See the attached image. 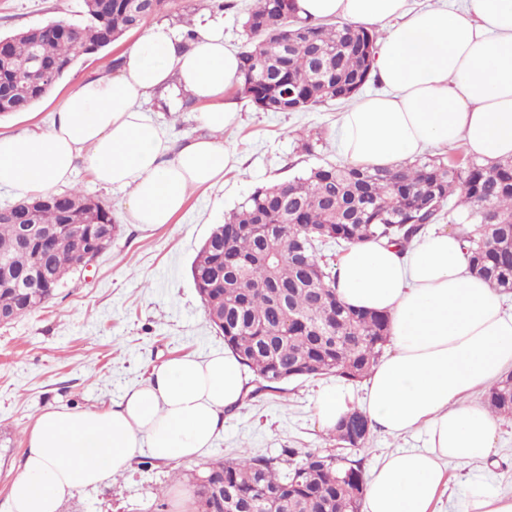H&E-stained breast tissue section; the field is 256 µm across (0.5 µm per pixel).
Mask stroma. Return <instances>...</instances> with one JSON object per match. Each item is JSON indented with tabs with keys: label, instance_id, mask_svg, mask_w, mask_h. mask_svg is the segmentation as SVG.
Instances as JSON below:
<instances>
[{
	"label": "stroma",
	"instance_id": "stroma-1",
	"mask_svg": "<svg viewBox=\"0 0 512 512\" xmlns=\"http://www.w3.org/2000/svg\"><path fill=\"white\" fill-rule=\"evenodd\" d=\"M233 9L211 8L208 0H168L157 20L174 28L208 19L222 23L224 40L241 49L238 24L249 0ZM82 0H0V35L50 21L80 19ZM139 37L120 41L77 61L53 91L30 111L0 117V135H17L50 122L63 100L87 78L112 73V62ZM240 127L223 137L241 160L223 184L193 189L172 223L147 227L127 223L125 194L92 182L77 171L72 185L109 205L120 227L111 246L90 268L74 274L44 308L0 325V502L20 473L28 427L48 408L103 410L119 402L153 366L186 354L206 357L224 351L211 327L190 275L196 251L214 225L256 187L283 181L324 162H342L338 120L345 107L325 105L308 112H260L237 100ZM144 110L173 137L199 134L196 109L171 112L152 95ZM321 134L315 155L300 149L298 135ZM333 376L284 384L282 391L243 400L224 416V429L202 459L163 464L141 455L132 469L96 491L80 492L65 512H174L178 498L194 506V479L208 463L247 450L266 456L285 448L332 449L336 443L315 417L320 389ZM419 434L373 430L365 448L351 457L370 467L398 448H418Z\"/></svg>",
	"mask_w": 512,
	"mask_h": 512
}]
</instances>
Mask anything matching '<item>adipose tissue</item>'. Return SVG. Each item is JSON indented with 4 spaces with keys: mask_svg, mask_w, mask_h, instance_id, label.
<instances>
[{
    "mask_svg": "<svg viewBox=\"0 0 512 512\" xmlns=\"http://www.w3.org/2000/svg\"><path fill=\"white\" fill-rule=\"evenodd\" d=\"M311 21L380 26L372 74L384 93L353 101L339 144L351 164L389 167L463 141L485 166L512 157V0H295ZM237 50L216 26L184 39L152 27L121 56L115 73L86 81L48 126L0 136V188L21 198L68 185L78 165L106 188L126 190L133 224L171 223L190 189L213 187L237 167L224 130L241 120L223 99L239 80ZM170 109L206 103L203 133L173 138L141 103L156 90ZM336 295L389 317L391 353L372 369L362 411L398 436L421 432L420 448L387 454L365 477L364 512H440L447 466L490 463L498 425L476 400L512 368V311L469 271L457 232L436 228L407 250L384 241L351 246L336 266ZM246 393L232 351L186 355L103 411L52 408L25 434L22 471L0 512H64L81 490L109 484L142 453L194 462ZM459 512H512V493L473 478Z\"/></svg>",
    "mask_w": 512,
    "mask_h": 512,
    "instance_id": "ef3b65f1",
    "label": "adipose tissue"
}]
</instances>
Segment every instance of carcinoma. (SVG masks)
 <instances>
[{"instance_id": "1", "label": "carcinoma", "mask_w": 512, "mask_h": 512, "mask_svg": "<svg viewBox=\"0 0 512 512\" xmlns=\"http://www.w3.org/2000/svg\"><path fill=\"white\" fill-rule=\"evenodd\" d=\"M82 0L78 23L54 21L61 35L23 30L9 36L13 63L29 67L39 51L53 76L63 78L81 58L110 46L158 14L165 0ZM246 41L236 95L261 112H308L331 101H348L371 79L380 32L337 22H309L293 0H253L243 13ZM53 87L14 82L0 74V104L27 112ZM34 214L16 204L0 220V252L10 268L37 269L55 288L80 270L71 238H95L112 210L78 189L60 194ZM461 209L460 235L470 269L503 295L512 294V157L486 167L462 156L403 161L395 168L363 169L331 164L307 176L256 188L217 225L190 265L212 328L224 337L259 386L331 375L350 382L366 378L389 341L388 319L355 311L336 297L333 266L321 247L386 239L401 249L436 223L449 205ZM32 223L61 232L19 250L16 225ZM55 292L24 294L0 271V311L9 321L26 317ZM484 403L494 416L512 417V373L489 387ZM372 426L358 409L331 430L343 448H363ZM363 470L333 454L290 448L277 457L251 455L218 460L197 479L200 512H359Z\"/></svg>"}]
</instances>
